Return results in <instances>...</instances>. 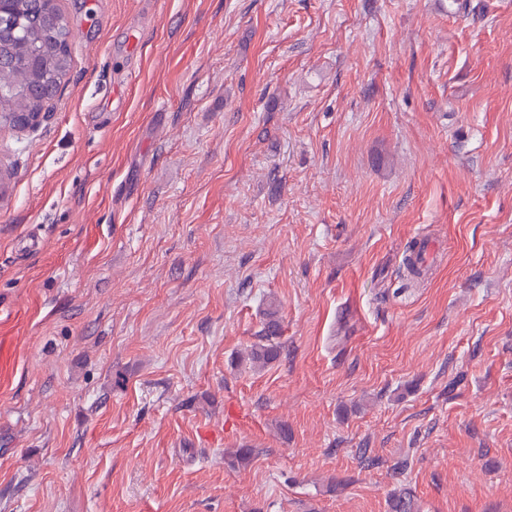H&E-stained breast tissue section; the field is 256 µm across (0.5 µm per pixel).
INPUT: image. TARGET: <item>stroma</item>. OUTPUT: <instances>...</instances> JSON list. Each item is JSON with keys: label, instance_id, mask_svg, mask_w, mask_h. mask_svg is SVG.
Returning a JSON list of instances; mask_svg holds the SVG:
<instances>
[{"label": "stroma", "instance_id": "35a3bbf8", "mask_svg": "<svg viewBox=\"0 0 512 512\" xmlns=\"http://www.w3.org/2000/svg\"><path fill=\"white\" fill-rule=\"evenodd\" d=\"M56 3L0 127V512H512V0ZM0 28L14 33L0 34V126L37 128L46 112V100L53 98L69 72L70 55L64 49L65 32L58 23L54 0H5ZM36 56L37 66L31 59ZM6 112H34L25 113ZM6 117L8 121H6ZM280 320L276 310L270 309L260 335V341L250 346L248 359L253 367H265L277 360L281 354Z\"/></svg>", "mask_w": 512, "mask_h": 512}]
</instances>
